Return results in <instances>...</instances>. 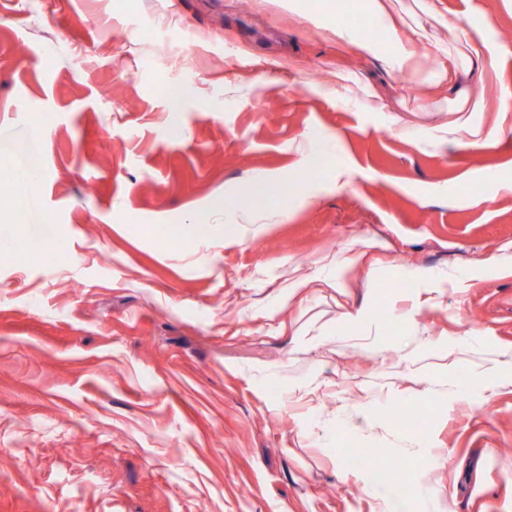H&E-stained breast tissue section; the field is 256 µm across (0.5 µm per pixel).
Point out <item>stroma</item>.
I'll list each match as a JSON object with an SVG mask.
<instances>
[{"label": "stroma", "instance_id": "obj_1", "mask_svg": "<svg viewBox=\"0 0 512 512\" xmlns=\"http://www.w3.org/2000/svg\"><path fill=\"white\" fill-rule=\"evenodd\" d=\"M320 3L0 0V512H512V377L460 392L512 359V0H399L429 67L461 28L493 52L478 145L447 88L301 18ZM320 135L343 188L304 176ZM258 171L291 217L222 236L213 202ZM339 89L336 92L346 104H360L368 112H383L385 106L377 99L372 88L347 74H338ZM501 132L502 128L497 125L486 128L482 124L473 123L468 118H460L448 126V136L457 143L490 141L497 139Z\"/></svg>", "mask_w": 512, "mask_h": 512}]
</instances>
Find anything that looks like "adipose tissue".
Listing matches in <instances>:
<instances>
[{
  "label": "adipose tissue",
  "mask_w": 512,
  "mask_h": 512,
  "mask_svg": "<svg viewBox=\"0 0 512 512\" xmlns=\"http://www.w3.org/2000/svg\"><path fill=\"white\" fill-rule=\"evenodd\" d=\"M370 18L390 32L397 48L391 54H384L381 46L366 37H356L344 27H336L338 40L352 44L360 52L369 56H383L387 66L397 71H408L419 75L427 73L426 56L416 53L415 43L422 38L423 31L412 23L406 14L397 9L394 0H368ZM448 88L456 94V111L462 117L448 128L452 140L458 143L471 141H490L497 139L502 129L499 126L484 127L469 119L470 113L485 111L486 105L481 98H474L459 90L456 79H449ZM299 153L306 170L315 172L319 179L332 187H342L346 169L336 162L331 148L321 138L311 137L300 146ZM276 176L268 173L255 174L249 183L250 204L240 209L233 224L227 225V232H235L240 224H270L283 219L286 208L272 205L271 194L274 190Z\"/></svg>",
  "instance_id": "obj_1"
}]
</instances>
